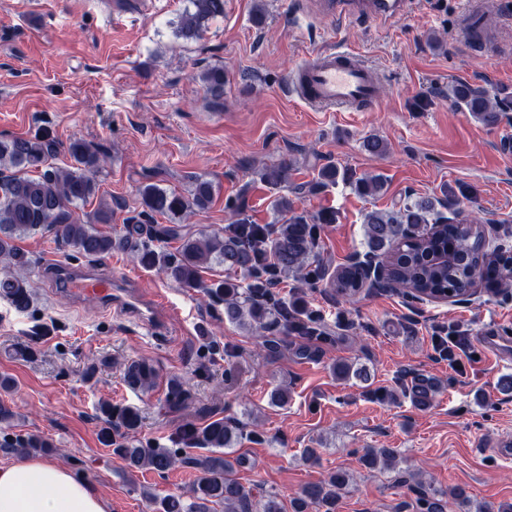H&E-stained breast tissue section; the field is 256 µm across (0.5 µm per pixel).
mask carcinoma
Returning a JSON list of instances; mask_svg holds the SVG:
<instances>
[{
    "instance_id": "obj_1",
    "label": "carcinoma",
    "mask_w": 512,
    "mask_h": 512,
    "mask_svg": "<svg viewBox=\"0 0 512 512\" xmlns=\"http://www.w3.org/2000/svg\"><path fill=\"white\" fill-rule=\"evenodd\" d=\"M224 8L225 0H189L179 20L178 36L186 41L197 39L208 22L224 16ZM200 79L212 100L224 99V69L208 67ZM444 95L456 110L470 113L486 126L498 125L512 111V91L507 88L490 91L463 81L448 85ZM59 152L60 142L48 133L0 139V296L15 309L25 311L32 301L27 274L33 260L19 241L53 226L67 245L85 257H102L114 250L129 252L145 268L157 270L178 284L204 289L224 305V319L229 323L261 332L263 346L271 353L280 351L273 332L283 324L310 345L329 339L318 327V315L299 297L288 300L270 291L263 270L270 257L279 277L312 281V259L318 248L315 225L336 223V211L324 210L310 219L297 212L287 195L280 194L272 201L278 223L267 228L252 220L247 197L242 194L228 204L234 221L227 228L183 234L185 216L209 208L214 200L213 182L197 176L186 196L156 184L143 185L139 190L143 220L112 234L97 228L112 222L109 203L99 202L91 222L77 212L95 196L103 153L74 137L67 145L70 165L62 168L53 163ZM287 171L286 165L270 166L259 170L258 175L276 189L286 181ZM340 180L361 196H375L384 188L380 175L359 176L328 164L308 183V191L317 193ZM156 215L169 223H152ZM166 239L179 241L176 252L151 246L154 240ZM361 247L366 258L383 265L389 287L415 299L448 296L467 301L470 290L476 287L492 296L512 291V247L487 246L480 225L459 219L455 200L446 190L441 198L408 194L395 211L367 212ZM214 266L224 268L226 278L204 283L202 273ZM367 280L364 266L345 264L336 268L329 287L334 295L351 301ZM331 370L338 380L369 381L365 368L347 360L336 361ZM155 380L156 370L147 361L126 363L124 381L129 388L149 391ZM436 391L435 379L425 375L416 376L406 388L414 404L423 409L433 405ZM99 410L108 424L112 454L129 470L165 473L181 466L199 472L186 497L178 494L158 499L154 493L143 491L146 499L158 504V512H215L218 507L223 512H337L343 495L354 485L353 473L338 467L324 479L303 486L287 505L277 493L259 498L237 477L238 468L247 464L237 454V446L244 440H264L262 433H246L238 421L218 418L202 427L183 429L181 441L201 453L180 455L134 437L141 426L137 408L103 403ZM51 447L53 444L38 434L19 437L7 445L19 457L45 453ZM359 462L370 471L393 469L397 453L391 448H366ZM415 492V501L404 502L399 509L447 512L448 501L438 490L420 481Z\"/></svg>"
}]
</instances>
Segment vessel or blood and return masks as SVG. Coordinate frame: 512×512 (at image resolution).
<instances>
[{
	"label": "vessel or blood",
	"mask_w": 512,
	"mask_h": 512,
	"mask_svg": "<svg viewBox=\"0 0 512 512\" xmlns=\"http://www.w3.org/2000/svg\"><path fill=\"white\" fill-rule=\"evenodd\" d=\"M412 0H307L308 10L318 18L364 15L385 26L406 15ZM497 18H512V0H464L462 25L471 29L487 12ZM291 82L307 106L332 111L361 112L378 100L377 73L373 66L347 50H316L292 71ZM51 273L72 301L108 311L119 307L137 319L148 332L162 330L174 316L168 298L157 290H145L142 282L113 279L92 268H74L52 263Z\"/></svg>",
	"instance_id": "obj_1"
}]
</instances>
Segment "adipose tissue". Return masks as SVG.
I'll return each mask as SVG.
<instances>
[{
    "label": "adipose tissue",
    "instance_id": "ef3b65f1",
    "mask_svg": "<svg viewBox=\"0 0 512 512\" xmlns=\"http://www.w3.org/2000/svg\"><path fill=\"white\" fill-rule=\"evenodd\" d=\"M0 512H107V504L64 467L30 457L0 466Z\"/></svg>",
    "mask_w": 512,
    "mask_h": 512
}]
</instances>
